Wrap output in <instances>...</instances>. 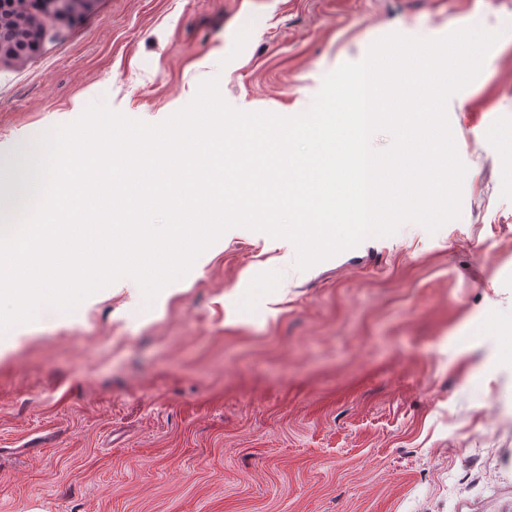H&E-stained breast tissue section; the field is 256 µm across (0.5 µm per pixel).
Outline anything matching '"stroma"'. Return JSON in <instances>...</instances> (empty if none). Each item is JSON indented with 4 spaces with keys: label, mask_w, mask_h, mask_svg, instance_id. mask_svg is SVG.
I'll use <instances>...</instances> for the list:
<instances>
[{
    "label": "stroma",
    "mask_w": 512,
    "mask_h": 512,
    "mask_svg": "<svg viewBox=\"0 0 512 512\" xmlns=\"http://www.w3.org/2000/svg\"><path fill=\"white\" fill-rule=\"evenodd\" d=\"M500 32L448 102L461 216L307 270L223 234L153 309L119 279L0 354V512H512V0H95L0 62V167L93 102L164 121L201 81L293 116L397 32ZM240 290L255 314L228 323Z\"/></svg>",
    "instance_id": "35a3bbf8"
}]
</instances>
